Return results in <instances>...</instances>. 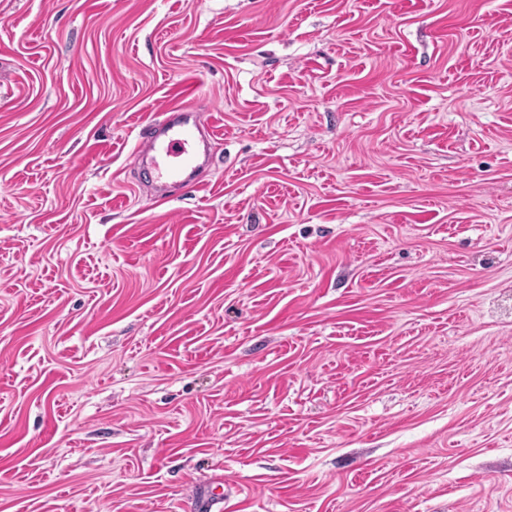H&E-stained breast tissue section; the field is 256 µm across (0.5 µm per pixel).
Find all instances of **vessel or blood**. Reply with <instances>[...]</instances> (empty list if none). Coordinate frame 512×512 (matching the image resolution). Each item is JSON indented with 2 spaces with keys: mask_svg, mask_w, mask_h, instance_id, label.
<instances>
[{
  "mask_svg": "<svg viewBox=\"0 0 512 512\" xmlns=\"http://www.w3.org/2000/svg\"><path fill=\"white\" fill-rule=\"evenodd\" d=\"M209 129L203 112L188 102L168 109L161 123L143 128L138 149L156 171L161 187L195 184L198 171L209 161L208 152L199 148L203 132Z\"/></svg>",
  "mask_w": 512,
  "mask_h": 512,
  "instance_id": "obj_1",
  "label": "vessel or blood"
}]
</instances>
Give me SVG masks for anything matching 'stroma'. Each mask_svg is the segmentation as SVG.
<instances>
[{"mask_svg":"<svg viewBox=\"0 0 512 512\" xmlns=\"http://www.w3.org/2000/svg\"><path fill=\"white\" fill-rule=\"evenodd\" d=\"M0 512H512V0H0ZM165 114L161 123L143 128L138 145L146 164L157 172L161 196L170 184L196 183L197 172L209 161L207 146L201 152L199 141L204 131L209 139L212 135L204 112L191 103L183 102Z\"/></svg>","mask_w":512,"mask_h":512,"instance_id":"obj_1","label":"stroma"}]
</instances>
